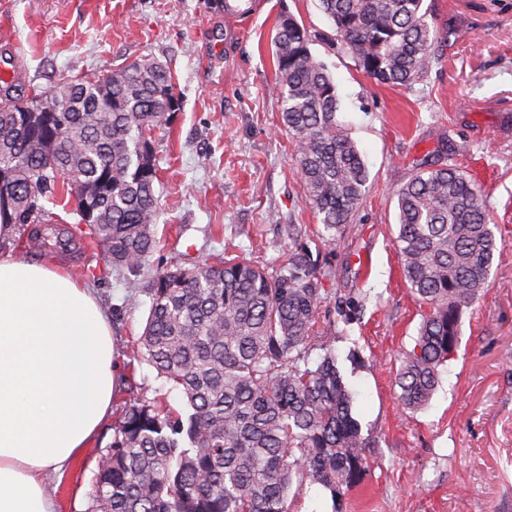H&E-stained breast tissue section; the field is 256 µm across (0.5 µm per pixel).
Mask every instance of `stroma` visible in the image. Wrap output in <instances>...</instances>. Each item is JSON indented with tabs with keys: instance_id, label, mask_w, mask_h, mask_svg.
<instances>
[{
	"instance_id": "1",
	"label": "stroma",
	"mask_w": 512,
	"mask_h": 512,
	"mask_svg": "<svg viewBox=\"0 0 512 512\" xmlns=\"http://www.w3.org/2000/svg\"><path fill=\"white\" fill-rule=\"evenodd\" d=\"M223 2L0 0V55L13 60L22 90L149 61L174 76L179 108L154 142L159 244L140 274L113 270L97 254L47 256L93 288L109 315L116 394L183 406L152 366H128L149 311L141 288L157 268L224 257L272 272L302 244L332 291L319 318L336 322L338 367L372 446L358 485L341 501L313 485L291 491L293 512H512V0H424L429 23L463 35L439 40L437 62L406 87L360 71L319 0H259L257 15L237 30ZM284 13L305 26L312 55L332 75L338 118L369 171L363 201L332 243L322 239L281 120L270 41ZM425 162L456 165L476 181L498 252L435 393L411 410L395 376L421 309L396 251L395 192ZM350 297L357 306L341 317L338 302ZM115 421L108 415L95 441L49 479L58 512H88Z\"/></svg>"
}]
</instances>
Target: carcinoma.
I'll return each mask as SVG.
<instances>
[{
  "mask_svg": "<svg viewBox=\"0 0 512 512\" xmlns=\"http://www.w3.org/2000/svg\"><path fill=\"white\" fill-rule=\"evenodd\" d=\"M424 0H320L357 66L381 85L407 86L441 38ZM282 120L296 139L308 203L328 232L350 223L369 172L337 120L336 83L311 54L307 29L277 23ZM179 109L170 70L132 64L64 81L50 92L0 87V251L76 243L50 236L42 198L74 205L88 238L116 270L140 271L157 247L153 135ZM397 253L423 308L396 385L420 409L438 367L454 358L465 309L488 283L497 252L483 195L453 165L422 168L397 191ZM150 301L139 350L178 389L185 409L134 395L116 403L112 442L92 481L90 512H290L288 493L317 484L332 499L354 487L371 447L352 393L315 332L328 291L300 246L275 272L238 259L179 262L142 288Z\"/></svg>",
  "mask_w": 512,
  "mask_h": 512,
  "instance_id": "1",
  "label": "carcinoma"
}]
</instances>
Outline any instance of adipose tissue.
<instances>
[{"label":"adipose tissue","mask_w":512,"mask_h":512,"mask_svg":"<svg viewBox=\"0 0 512 512\" xmlns=\"http://www.w3.org/2000/svg\"><path fill=\"white\" fill-rule=\"evenodd\" d=\"M115 371L89 288L56 265L0 258V512H56L45 475L95 436Z\"/></svg>","instance_id":"adipose-tissue-1"}]
</instances>
